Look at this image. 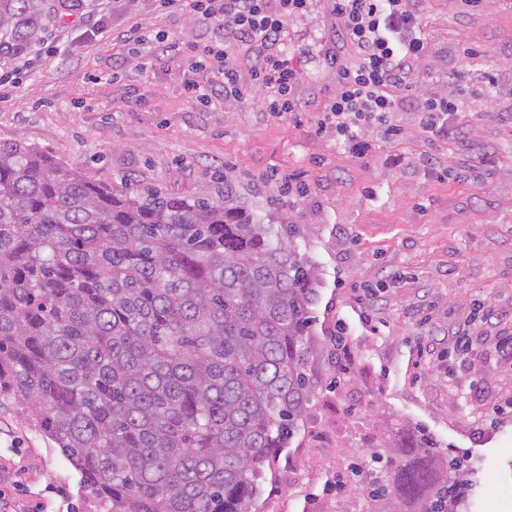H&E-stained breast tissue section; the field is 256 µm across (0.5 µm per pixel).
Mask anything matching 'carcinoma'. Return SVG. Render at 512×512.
Returning <instances> with one entry per match:
<instances>
[{
	"label": "carcinoma",
	"instance_id": "1",
	"mask_svg": "<svg viewBox=\"0 0 512 512\" xmlns=\"http://www.w3.org/2000/svg\"><path fill=\"white\" fill-rule=\"evenodd\" d=\"M47 0H0V50ZM317 271L238 201L112 187L0 142V396L80 474L96 512H263L316 396ZM369 512H470L471 470L415 431L373 451Z\"/></svg>",
	"mask_w": 512,
	"mask_h": 512
}]
</instances>
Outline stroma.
Listing matches in <instances>:
<instances>
[{
	"label": "stroma",
	"instance_id": "35a3bbf8",
	"mask_svg": "<svg viewBox=\"0 0 512 512\" xmlns=\"http://www.w3.org/2000/svg\"><path fill=\"white\" fill-rule=\"evenodd\" d=\"M39 49L11 57L17 87L0 100V141H19L62 167L123 190L128 179L180 197H210L230 174L243 201L296 228L318 272L312 372L319 382L304 428L285 448L265 512H367L328 476L367 463L383 435L418 427L473 466L474 512H512V0H423L427 92L465 99L464 136L433 139L415 113L399 138L364 132L337 144L316 122L336 90L318 59L303 63L297 112H266L215 92L198 104L164 44L116 42L138 26L152 38L205 43L214 33L161 13L157 0H49ZM327 0L287 27L292 45L339 39ZM459 73L458 81L448 73ZM302 188L287 197L285 180ZM375 298L373 321L349 284ZM474 322L473 344L453 332ZM346 330L350 348L336 350ZM0 499L12 512H91L80 476L35 427L0 404Z\"/></svg>",
	"mask_w": 512,
	"mask_h": 512
}]
</instances>
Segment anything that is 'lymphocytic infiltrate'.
Returning a JSON list of instances; mask_svg holds the SVG:
<instances>
[{"label": "lymphocytic infiltrate", "mask_w": 512, "mask_h": 512, "mask_svg": "<svg viewBox=\"0 0 512 512\" xmlns=\"http://www.w3.org/2000/svg\"><path fill=\"white\" fill-rule=\"evenodd\" d=\"M159 2L164 12L191 15L218 31L210 44L170 47L171 60L189 74L184 91L193 101L208 102L209 89L197 76L210 69L217 71L226 100L244 103L260 90L266 111L295 112L298 64L316 51L336 79V92L318 128L335 129L337 141L350 149L362 150L359 133L369 126L399 135L397 116L402 112L416 113L424 132L447 135L449 118L464 107L459 100L426 94L414 79L426 44L416 0H331V13L352 48L348 55L330 39L315 50L287 45L286 23L306 16L313 0ZM240 44L256 57L246 74L230 53Z\"/></svg>", "instance_id": "obj_1"}]
</instances>
